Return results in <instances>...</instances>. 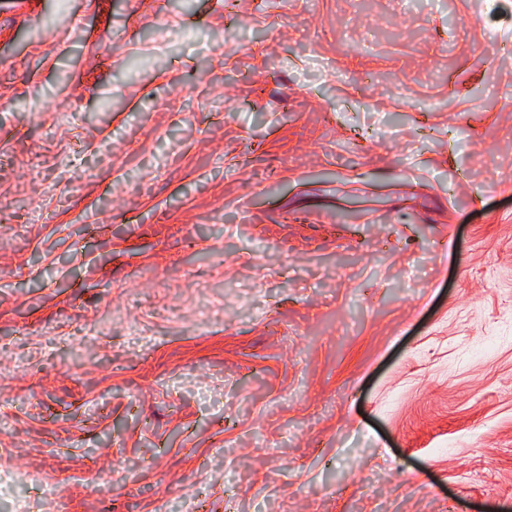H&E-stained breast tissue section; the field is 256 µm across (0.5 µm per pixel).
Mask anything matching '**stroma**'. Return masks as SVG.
I'll return each mask as SVG.
<instances>
[{"label":"stroma","mask_w":512,"mask_h":512,"mask_svg":"<svg viewBox=\"0 0 512 512\" xmlns=\"http://www.w3.org/2000/svg\"><path fill=\"white\" fill-rule=\"evenodd\" d=\"M0 512H512V0H0Z\"/></svg>","instance_id":"35a3bbf8"}]
</instances>
